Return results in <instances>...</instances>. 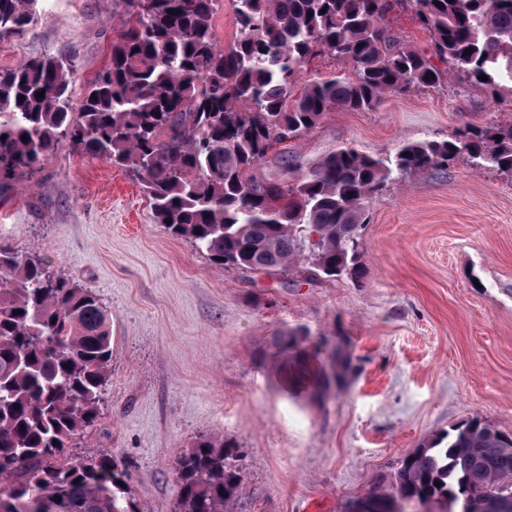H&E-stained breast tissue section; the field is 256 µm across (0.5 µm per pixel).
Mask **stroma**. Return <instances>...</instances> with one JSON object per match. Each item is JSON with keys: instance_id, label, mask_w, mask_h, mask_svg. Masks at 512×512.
<instances>
[{"instance_id": "1", "label": "stroma", "mask_w": 512, "mask_h": 512, "mask_svg": "<svg viewBox=\"0 0 512 512\" xmlns=\"http://www.w3.org/2000/svg\"><path fill=\"white\" fill-rule=\"evenodd\" d=\"M0 40V69L36 55L74 62L72 109L110 62L124 16L112 0H40ZM512 119V93L470 82L336 112L290 143L302 168L339 145L370 153ZM362 280L311 285L215 268L158 224L135 175L59 145L0 196V242L47 257L112 316L110 377L74 460L129 464L142 512H174L175 459L199 437L243 452L234 512H354L393 496L403 459L479 418L512 433V177L463 162L368 204ZM343 348L351 370L326 398L296 395L273 339Z\"/></svg>"}]
</instances>
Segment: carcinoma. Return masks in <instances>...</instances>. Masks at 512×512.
<instances>
[{"label":"carcinoma","instance_id":"1","mask_svg":"<svg viewBox=\"0 0 512 512\" xmlns=\"http://www.w3.org/2000/svg\"><path fill=\"white\" fill-rule=\"evenodd\" d=\"M37 2L0 0V38L33 25ZM122 2L127 18L110 64L80 111H71L65 59L34 56L0 70V192L67 139L133 171L157 222L215 267L316 284L364 275L365 204L387 187L457 159L512 176V120L465 125L384 155L342 146L293 180L284 150L332 113L373 111L390 93L452 78L512 83V0H412L431 35L427 55L386 23L405 0H234L238 37L227 50L211 24L223 0ZM320 56L352 73L313 76L295 94ZM262 167L270 173L259 177ZM275 355L298 364L317 397L351 366L335 347L327 372L295 333L278 337ZM111 360L112 318L96 295L55 275L44 257H21L1 242L0 512H28L37 493L38 512H141L126 466L108 455L66 459L97 422ZM240 460L233 443L196 439L175 462L174 512H232L243 489ZM396 493L463 499L461 512L512 503V437L472 420L406 456Z\"/></svg>","mask_w":512,"mask_h":512}]
</instances>
